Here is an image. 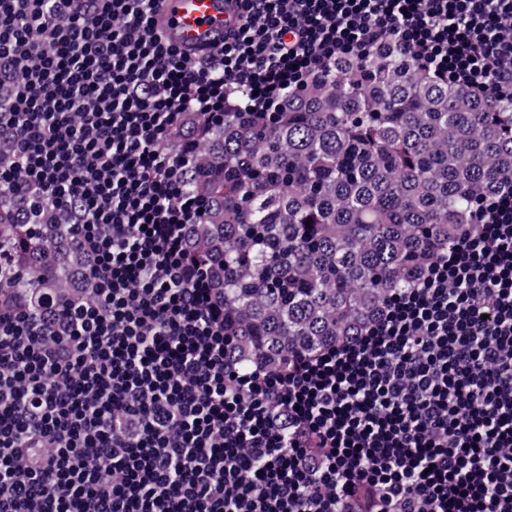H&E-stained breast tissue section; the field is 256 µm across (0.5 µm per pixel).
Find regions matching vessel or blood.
<instances>
[{
    "mask_svg": "<svg viewBox=\"0 0 512 512\" xmlns=\"http://www.w3.org/2000/svg\"><path fill=\"white\" fill-rule=\"evenodd\" d=\"M228 21L224 0H163L157 14L158 30L191 53L221 42Z\"/></svg>",
    "mask_w": 512,
    "mask_h": 512,
    "instance_id": "1",
    "label": "vessel or blood"
}]
</instances>
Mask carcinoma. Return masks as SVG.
Here are the masks:
<instances>
[{
	"instance_id": "carcinoma-1",
	"label": "carcinoma",
	"mask_w": 512,
	"mask_h": 512,
	"mask_svg": "<svg viewBox=\"0 0 512 512\" xmlns=\"http://www.w3.org/2000/svg\"><path fill=\"white\" fill-rule=\"evenodd\" d=\"M504 186L512 95L451 87L394 42L337 60L270 119L224 113L185 190L207 203L189 243L224 301L234 358L277 365L359 335ZM11 201L0 183V307L90 294L67 229L18 224Z\"/></svg>"
}]
</instances>
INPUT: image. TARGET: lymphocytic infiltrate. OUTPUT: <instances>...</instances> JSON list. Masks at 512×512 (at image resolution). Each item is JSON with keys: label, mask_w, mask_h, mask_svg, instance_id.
<instances>
[{"label": "lymphocytic infiltrate", "mask_w": 512, "mask_h": 512, "mask_svg": "<svg viewBox=\"0 0 512 512\" xmlns=\"http://www.w3.org/2000/svg\"><path fill=\"white\" fill-rule=\"evenodd\" d=\"M160 2L0 0V178L96 283L0 311V512H512V190L360 335L247 369L189 248L197 138L168 139L387 41L512 94V0H234L197 55Z\"/></svg>", "instance_id": "obj_1"}]
</instances>
